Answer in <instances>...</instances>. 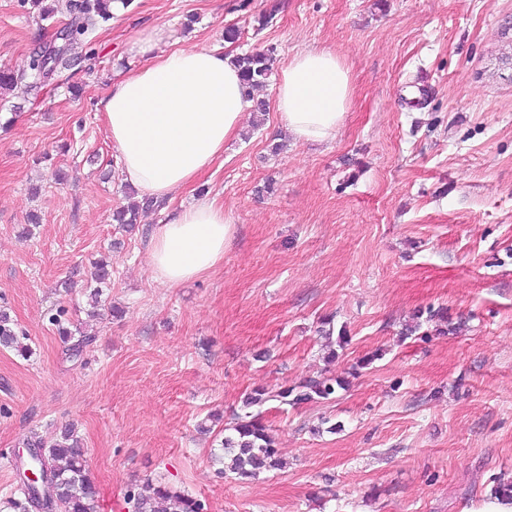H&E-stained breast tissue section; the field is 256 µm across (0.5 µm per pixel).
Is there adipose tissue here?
Wrapping results in <instances>:
<instances>
[{
  "label": "adipose tissue",
  "instance_id": "adipose-tissue-1",
  "mask_svg": "<svg viewBox=\"0 0 512 512\" xmlns=\"http://www.w3.org/2000/svg\"><path fill=\"white\" fill-rule=\"evenodd\" d=\"M140 39L144 62L114 80L102 105L121 175L154 201L196 183L236 135L250 106L240 73L217 49L164 50ZM352 93L335 52L304 49L280 67L275 107L301 143L334 138ZM233 236L224 208L203 196L170 214L148 244L155 281L177 285L220 265Z\"/></svg>",
  "mask_w": 512,
  "mask_h": 512
}]
</instances>
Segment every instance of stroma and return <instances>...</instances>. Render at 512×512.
I'll use <instances>...</instances> for the list:
<instances>
[{"mask_svg":"<svg viewBox=\"0 0 512 512\" xmlns=\"http://www.w3.org/2000/svg\"><path fill=\"white\" fill-rule=\"evenodd\" d=\"M37 13L0 0V67L26 69L68 20ZM156 27L169 50L269 49L277 66L335 51L344 125L296 142L266 84V114L246 112L195 189L113 224L128 185L101 102ZM74 53L92 70L0 100V310L30 349H0V512L28 441L71 422L118 512L147 482L207 512H483L512 478V0H131ZM205 193L234 226L223 263L155 281L156 225ZM107 253L120 314L94 320L87 272ZM61 308L92 338L80 358L50 322ZM323 376L348 385L278 396ZM257 387L285 466L217 477L211 451ZM344 382L336 377H323L320 380H309L307 383L299 386L304 390L297 391L291 400H286L290 397L296 388H285L279 391L278 396L284 401H291L292 404H300L307 401L330 399L336 393V387L342 388Z\"/></svg>","mask_w":512,"mask_h":512,"instance_id":"35a3bbf8","label":"stroma"}]
</instances>
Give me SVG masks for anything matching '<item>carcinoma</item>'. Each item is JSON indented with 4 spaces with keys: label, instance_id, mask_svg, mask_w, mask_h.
<instances>
[{
    "label": "carcinoma",
    "instance_id": "carcinoma-1",
    "mask_svg": "<svg viewBox=\"0 0 512 512\" xmlns=\"http://www.w3.org/2000/svg\"><path fill=\"white\" fill-rule=\"evenodd\" d=\"M32 6L38 8V18L42 21L54 17L62 7L71 16V38L67 45L49 51L47 60L55 76L77 65L78 57L72 54L74 44L88 32L95 30L112 19V0H52L49 6L44 0H31ZM41 51L38 47L31 57L28 68L15 73L9 69H0V89H6L15 96L28 100L37 98L49 83L42 78ZM272 51L245 54L234 59L241 73L243 83L251 91L264 83L271 73ZM153 201L146 199L143 203L133 202L123 205L112 213V220L118 224L132 226L138 223L140 210L150 208ZM112 263L105 259L93 263V271L87 288L90 289L89 314L100 315L102 296L110 288ZM57 326L63 342L68 344L69 357L81 356L92 342L90 336L75 337L64 318V311L59 310L50 318ZM0 346L16 348L24 353L27 348L19 345L18 334L12 326L9 315L0 313ZM343 387V381L334 377L310 380L301 385V390L285 388L279 391V397L291 399L294 404L331 398L336 389ZM30 448L39 449V456L49 463L55 478L54 495L56 512H97L98 487L91 475L86 460V449L77 426L69 423L61 430L55 441L48 445L37 438L28 444ZM212 460L221 464L217 473L224 475L231 472L239 479H250L259 474L284 467V462L275 448V441L268 433V428L260 414L245 413L230 428V434L221 440L220 452L212 453ZM23 498L11 500L17 512H27L28 504L36 498L38 491L27 484L20 488ZM129 512H205V504L181 491L166 485L146 483L137 491L126 495Z\"/></svg>",
    "mask_w": 512,
    "mask_h": 512
}]
</instances>
